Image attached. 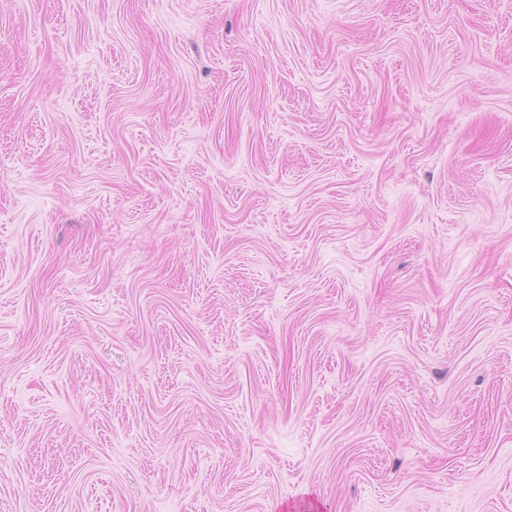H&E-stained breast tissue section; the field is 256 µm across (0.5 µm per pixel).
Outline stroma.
Returning <instances> with one entry per match:
<instances>
[{
	"label": "stroma",
	"instance_id": "35a3bbf8",
	"mask_svg": "<svg viewBox=\"0 0 512 512\" xmlns=\"http://www.w3.org/2000/svg\"><path fill=\"white\" fill-rule=\"evenodd\" d=\"M0 512H512V0H0Z\"/></svg>",
	"mask_w": 512,
	"mask_h": 512
}]
</instances>
